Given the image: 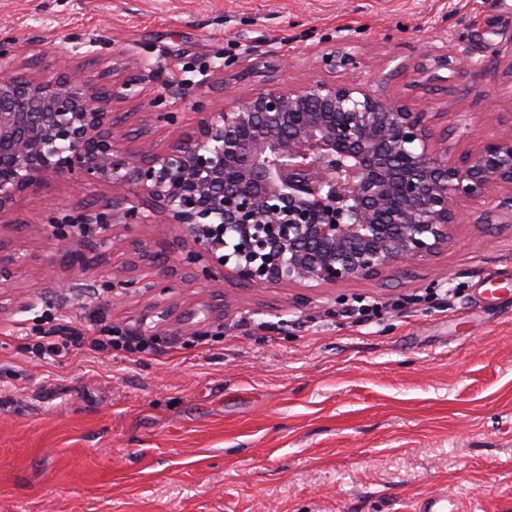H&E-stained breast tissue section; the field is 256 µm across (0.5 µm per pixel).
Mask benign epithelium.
I'll return each instance as SVG.
<instances>
[{"mask_svg": "<svg viewBox=\"0 0 512 512\" xmlns=\"http://www.w3.org/2000/svg\"><path fill=\"white\" fill-rule=\"evenodd\" d=\"M321 62L331 74L360 64L334 49ZM105 97L67 70L26 77L14 40L0 39V216L50 180L112 188L107 211L61 215L45 203L59 261L70 265L85 264L69 245L87 226L108 233L158 217L179 230L165 261L197 280L229 270L253 288L335 284L440 248L459 198L512 213L511 130L450 162L424 109L358 83H270L198 113L164 148L146 140L134 150Z\"/></svg>", "mask_w": 512, "mask_h": 512, "instance_id": "obj_1", "label": "benign epithelium"}]
</instances>
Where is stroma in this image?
Returning a JSON list of instances; mask_svg holds the SVG:
<instances>
[{
    "label": "stroma",
    "mask_w": 512,
    "mask_h": 512,
    "mask_svg": "<svg viewBox=\"0 0 512 512\" xmlns=\"http://www.w3.org/2000/svg\"><path fill=\"white\" fill-rule=\"evenodd\" d=\"M40 78L68 61L89 83L134 80L109 108L127 148L164 147L195 121L160 119L166 85L216 68L209 105L269 81L326 76L329 46L365 60L340 79L425 105L448 158L512 128V0H0V38ZM468 50L436 70L429 46ZM287 59L246 75L257 58ZM60 213L112 199L105 184L48 183L14 201L0 252L17 260L0 288V512H418L445 492L459 512H512V216L456 204L448 242L373 280L252 288L154 271L130 243L161 252L177 232L137 224L125 243L76 239L85 267L59 265L42 199ZM134 281L104 317L181 343L139 358L26 349L46 305L91 324L85 291L102 275ZM377 301L376 318L349 317Z\"/></svg>",
    "instance_id": "stroma-1"
}]
</instances>
